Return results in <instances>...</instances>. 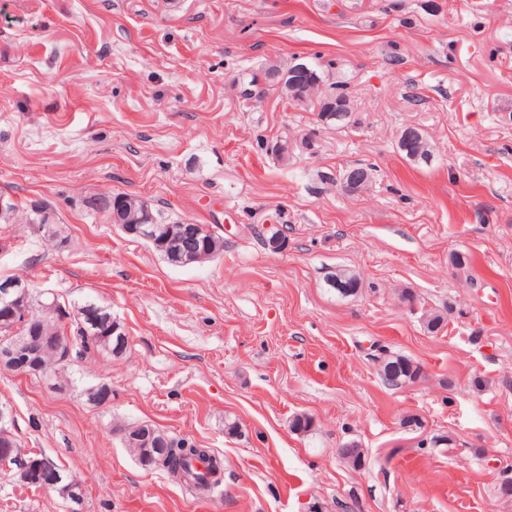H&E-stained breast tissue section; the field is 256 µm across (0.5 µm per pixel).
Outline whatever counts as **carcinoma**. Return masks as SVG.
Here are the masks:
<instances>
[{"mask_svg": "<svg viewBox=\"0 0 512 512\" xmlns=\"http://www.w3.org/2000/svg\"><path fill=\"white\" fill-rule=\"evenodd\" d=\"M323 82V88L315 98V103L319 106V115H328L330 120L326 121L328 125L349 126L353 123L352 111L349 108V98L346 92L348 80H330V75L341 74V67L338 64L330 62L326 68L314 67ZM344 113L341 120L331 119L336 112ZM399 150L411 160L424 163L431 155V150L427 139L419 130H414V141L412 145L405 146L398 144ZM135 204L139 223L141 224H161L167 228V232L158 237V240L164 242L160 247L150 244V247L160 255H166L171 248L179 249L183 252H193L207 247H211L216 253L224 251V239L213 232L203 236L185 235L182 233L183 224L178 220L171 219L164 213L153 208L146 201L127 193L101 195L90 200L88 207L95 212L120 207L125 203ZM56 214L54 210L49 209L45 212H37L30 204H21L11 201L8 210L0 214L1 224H37L44 227L46 224L55 223ZM336 281L329 284L337 295L348 297L358 293L360 289V279L357 275L347 270L340 269L334 273ZM22 300L37 310L39 318L27 321L19 328V335L25 337L27 346L32 352L44 351L41 357V365L30 367L27 374L33 377L52 379L55 385L63 387L67 383L66 376L71 372L74 364L80 360L94 356L102 357H120L126 353L129 346V339L126 334L112 332L116 321L110 319L111 312L101 305H96L100 310V320L96 327L84 332L78 325L73 324L66 329L60 326L55 314L58 310L52 307L54 298L44 296V293L36 291L34 285L21 289ZM60 336L62 342L56 346L47 345L44 337ZM380 368L379 374L384 383L390 387H405L417 381L421 375V367L404 355L396 353H384L378 356ZM123 442L125 446H130L129 434L139 432L148 437L150 447L164 448L167 450V458L160 462H141V465L152 469H161L169 474H178V477L190 488L208 486L210 484L220 485L221 481H210L209 476L217 474L223 470V465L216 457H211L207 463L206 472L193 473L192 463L202 461L201 455L209 453L206 448H200L197 444L187 438L173 436L158 427L149 423L131 424L122 429ZM341 457L358 468L364 465L363 451L357 442L352 441L340 449Z\"/></svg>", "mask_w": 512, "mask_h": 512, "instance_id": "cac0c4a2", "label": "carcinoma"}]
</instances>
